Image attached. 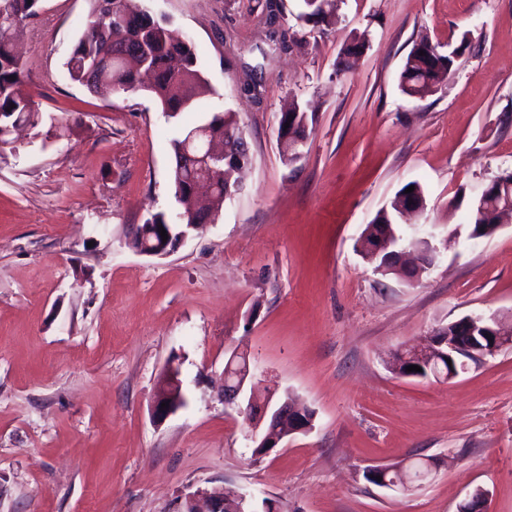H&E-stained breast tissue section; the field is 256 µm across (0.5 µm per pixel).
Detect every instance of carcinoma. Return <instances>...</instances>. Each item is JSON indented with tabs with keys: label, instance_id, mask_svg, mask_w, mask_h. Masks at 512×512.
<instances>
[{
	"label": "carcinoma",
	"instance_id": "1",
	"mask_svg": "<svg viewBox=\"0 0 512 512\" xmlns=\"http://www.w3.org/2000/svg\"><path fill=\"white\" fill-rule=\"evenodd\" d=\"M41 0H0V125L15 131L28 127L41 133L43 113L22 91L25 66L14 53L15 35L20 22L37 15ZM90 13L83 33L75 42L66 62L65 73L69 80L91 90L102 87L117 93H136L142 90L141 70L135 61L116 50L122 43H137L148 48L150 66L159 72L148 91L160 104L170 119L191 108L198 98L208 91V83L192 41L173 34L147 10L136 5V0H89ZM334 0H303L305 8L301 17L311 20L326 18ZM454 52L442 54L439 67L431 65L420 51L411 50L400 75V87L409 97L422 99L435 92L439 74L453 71ZM287 112L294 122L288 133L299 137L304 133L303 122L313 116L297 102L289 104ZM211 132L224 136V128L240 131L242 127L232 112L214 114L209 120ZM190 174L179 165L172 168L174 197L181 206L180 223L190 224L198 216L214 221L224 209L223 191L211 195H193L188 190ZM512 209V172L504 171L487 185L484 199L473 204L472 228L486 237L493 234L500 214ZM395 209L382 210L362 233L360 250L375 244L376 234L382 224L394 223ZM165 212H156L139 227L131 241L136 250L154 242V225L168 224Z\"/></svg>",
	"mask_w": 512,
	"mask_h": 512
}]
</instances>
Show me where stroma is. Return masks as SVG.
<instances>
[{
  "mask_svg": "<svg viewBox=\"0 0 512 512\" xmlns=\"http://www.w3.org/2000/svg\"><path fill=\"white\" fill-rule=\"evenodd\" d=\"M140 5L191 39L211 87L175 121L148 92L66 77L88 0H42L19 34L26 90L60 134L22 132L0 155V512H180L212 480L283 512H456L478 488L487 512H512V345L448 381L391 367L464 316L512 326V218L469 237L472 201L512 170V0H336L328 23L282 0L287 52L260 0ZM423 37L460 54L415 99L400 74ZM294 99L315 120L287 165ZM222 111L250 150L238 193L171 255L134 251L135 226L177 212L172 139ZM411 182L426 196L411 221L435 225L439 249L415 283L358 246ZM236 350L258 396L313 411L311 431L255 454L254 421L221 396ZM172 360L187 402L157 422ZM417 460L412 492L364 476Z\"/></svg>",
  "mask_w": 512,
  "mask_h": 512,
  "instance_id": "35a3bbf8",
  "label": "stroma"
}]
</instances>
